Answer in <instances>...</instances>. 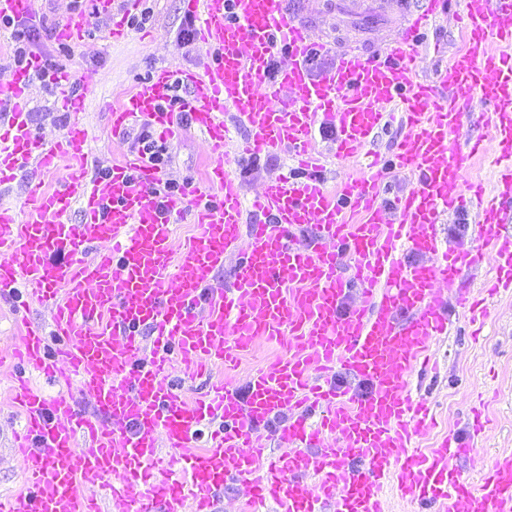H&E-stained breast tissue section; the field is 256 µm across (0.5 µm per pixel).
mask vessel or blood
<instances>
[{
	"instance_id": "vessel-or-blood-1",
	"label": "vessel or blood",
	"mask_w": 512,
	"mask_h": 512,
	"mask_svg": "<svg viewBox=\"0 0 512 512\" xmlns=\"http://www.w3.org/2000/svg\"><path fill=\"white\" fill-rule=\"evenodd\" d=\"M211 61L203 72L161 65L138 82L109 114L112 136L138 119L165 140L177 133L165 103L187 89L179 111L206 135L211 160L202 185L173 193L163 171L143 152L113 161L90 181L82 162L89 139L84 99L70 95L72 75L47 71L36 54L0 81V184L37 164L55 168L59 155L75 164L58 188L31 184L19 208L0 206V300L20 315L21 294L53 313L50 331L23 324L14 349L13 401L23 414L17 448L30 459L26 489L0 499V512H99L84 488L118 476L116 495L128 512H217L227 481L247 486L252 503L272 500L284 512H382L386 481L401 496L441 503L443 512H512V452L497 455L478 480L464 478L453 460L468 454L456 437L432 456L413 448L429 428L425 400L412 398L415 363L429 365L432 340L448 331L438 286L453 281L479 254L442 249V214L475 206L482 232L497 246L495 285L512 288V0H462V47L448 59L447 92L415 80L418 47L428 23L447 15L449 0H418L402 37L383 53L347 47L335 66L314 76L306 61L308 27L289 0H185ZM142 0H88L57 22L56 36L81 45L90 18L110 19L119 40ZM36 0H0V20L28 17ZM287 65L271 71L273 58ZM59 94L70 115L60 140L45 142L31 126L36 80ZM480 100V121L499 145L503 162L492 192L471 182L480 143L460 144L461 109ZM238 113L250 135L242 157L287 148L307 180L281 175L245 204L225 161V112ZM402 129L394 165L416 183L392 209L378 203L388 172L372 161L329 189L319 176L314 132L336 133L335 156L357 160L387 118ZM261 213L251 243L235 246L246 207ZM80 223H69L72 208ZM193 211L200 234L175 246L171 227ZM315 229L306 245L295 230ZM418 255L403 261L398 247ZM236 252L231 287H210L229 252ZM361 302L342 309L347 280ZM457 301L471 322L488 317L484 299L461 290ZM152 344H145V332ZM287 346L286 356L255 371L246 391L229 382L187 401L171 383L172 356L236 365L256 340ZM343 367L367 381L357 395L337 391L324 374ZM97 410L86 416L71 397H46L31 373L57 381L65 372ZM292 418L279 433L281 452L261 464L255 433L281 413ZM220 419L210 444L192 450L201 427ZM178 451L183 479L160 471V446ZM362 459L363 468L345 466Z\"/></svg>"
}]
</instances>
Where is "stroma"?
I'll use <instances>...</instances> for the list:
<instances>
[{"label":"stroma","mask_w":512,"mask_h":512,"mask_svg":"<svg viewBox=\"0 0 512 512\" xmlns=\"http://www.w3.org/2000/svg\"><path fill=\"white\" fill-rule=\"evenodd\" d=\"M407 0H299L296 16L310 25L323 53L311 70L322 75L336 62V45L350 42L377 50L402 35ZM72 0H39L31 17L20 19L25 46L75 74L72 93L85 95L86 123L89 130L86 172L100 176L113 158L139 149L140 124H133L121 139L112 138L108 111L118 104L133 86L145 79L154 67L170 64L180 69L204 67L209 58L195 31L197 22L185 13L183 0H143L137 24L128 36L112 42L106 38L107 21L92 19L89 34L80 49L60 45L54 35L58 19L69 11ZM422 58L417 75L441 81L444 62L433 53L435 44L456 50L463 44L455 21L430 23L424 34ZM32 126L49 139L61 137L68 122L51 91L37 86L31 111ZM169 162L164 168L174 185L185 188L198 184L210 161L206 137L192 126H182L179 135L166 144ZM245 201H252L262 185L280 174L305 178L304 170L295 168L287 153L274 152L257 158L230 161ZM466 219L463 235L453 236L449 225ZM438 236L444 246L459 251H482L480 267L463 271L453 283L443 286L448 317L447 335L436 338L430 354L436 362L432 371L414 370L409 380L412 397L425 399L436 419L435 427L418 438L416 447L431 448L446 434L460 442H473L470 454L457 463L462 476L473 478L488 466L495 455L512 451V292L500 294L491 303L490 316L480 335H473L463 310L456 305L460 289L479 287L495 275L496 247L493 240L479 236L476 213L465 209L462 216H448L439 224ZM13 381L10 366L0 367V497L19 491L29 462L12 451V433L20 429L22 417L11 409L7 396ZM483 405L489 421L480 436H473L471 410Z\"/></svg>","instance_id":"obj_1"}]
</instances>
